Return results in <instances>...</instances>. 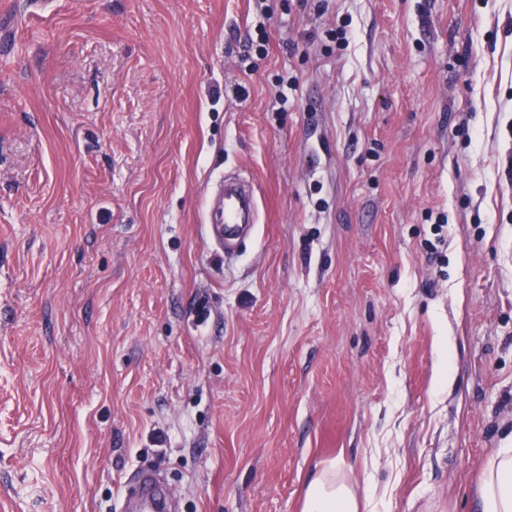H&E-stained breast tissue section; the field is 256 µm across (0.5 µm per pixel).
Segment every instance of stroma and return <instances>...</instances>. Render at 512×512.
<instances>
[{
    "label": "stroma",
    "instance_id": "1",
    "mask_svg": "<svg viewBox=\"0 0 512 512\" xmlns=\"http://www.w3.org/2000/svg\"><path fill=\"white\" fill-rule=\"evenodd\" d=\"M510 446L512 0H0V512L147 469L300 512L334 461L371 512H475ZM257 196V188L250 179L234 177L226 180L224 204L210 221L221 229L225 256L229 245L251 227L250 220L257 216Z\"/></svg>",
    "mask_w": 512,
    "mask_h": 512
}]
</instances>
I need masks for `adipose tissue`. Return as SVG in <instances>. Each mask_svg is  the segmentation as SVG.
<instances>
[{"mask_svg":"<svg viewBox=\"0 0 512 512\" xmlns=\"http://www.w3.org/2000/svg\"><path fill=\"white\" fill-rule=\"evenodd\" d=\"M364 503L342 464L316 470L301 512H363ZM479 512H512V448L495 449L483 464Z\"/></svg>","mask_w":512,"mask_h":512,"instance_id":"1","label":"adipose tissue"}]
</instances>
